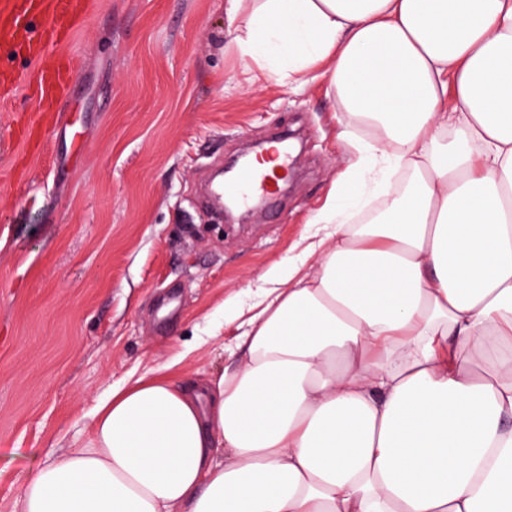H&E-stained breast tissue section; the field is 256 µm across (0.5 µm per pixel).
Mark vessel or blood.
I'll return each instance as SVG.
<instances>
[{
    "mask_svg": "<svg viewBox=\"0 0 512 512\" xmlns=\"http://www.w3.org/2000/svg\"><path fill=\"white\" fill-rule=\"evenodd\" d=\"M93 0H0V56L24 48L33 66L24 73L26 91L35 107L37 135L53 123L57 104L70 94L75 71L57 48L76 30L91 11ZM270 174L250 165L237 173L227 186L216 185L214 199L257 191L273 197Z\"/></svg>",
    "mask_w": 512,
    "mask_h": 512,
    "instance_id": "obj_1",
    "label": "vessel or blood"
}]
</instances>
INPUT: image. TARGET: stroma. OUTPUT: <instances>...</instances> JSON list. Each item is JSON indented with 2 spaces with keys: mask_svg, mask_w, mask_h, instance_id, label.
<instances>
[{
  "mask_svg": "<svg viewBox=\"0 0 512 512\" xmlns=\"http://www.w3.org/2000/svg\"><path fill=\"white\" fill-rule=\"evenodd\" d=\"M231 39L224 0H95L60 47L79 74L48 143L19 138L24 86L0 99V512L110 389L233 369L248 286L319 265L307 222L374 132L325 79L245 71ZM280 128L298 160L275 207H204L212 174Z\"/></svg>",
  "mask_w": 512,
  "mask_h": 512,
  "instance_id": "obj_1",
  "label": "stroma"
}]
</instances>
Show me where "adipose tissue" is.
Here are the masks:
<instances>
[{"label":"adipose tissue","instance_id":"obj_1","mask_svg":"<svg viewBox=\"0 0 512 512\" xmlns=\"http://www.w3.org/2000/svg\"><path fill=\"white\" fill-rule=\"evenodd\" d=\"M244 61L372 124L315 272L270 270L217 380L142 376L22 512H512V0H224ZM412 173L400 190L393 170Z\"/></svg>","mask_w":512,"mask_h":512}]
</instances>
